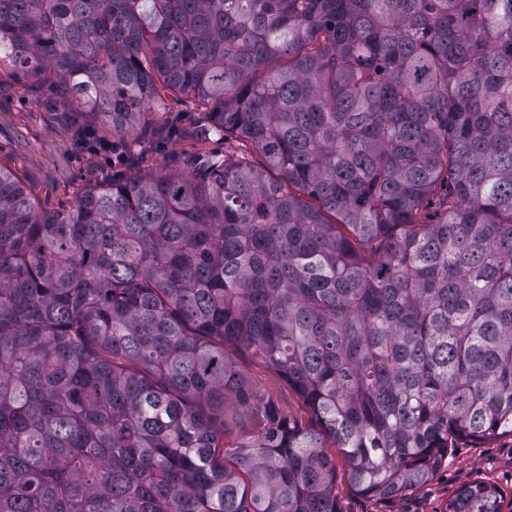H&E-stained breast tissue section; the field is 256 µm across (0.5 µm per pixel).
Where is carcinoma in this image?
I'll return each instance as SVG.
<instances>
[{"instance_id":"carcinoma-1","label":"carcinoma","mask_w":512,"mask_h":512,"mask_svg":"<svg viewBox=\"0 0 512 512\" xmlns=\"http://www.w3.org/2000/svg\"><path fill=\"white\" fill-rule=\"evenodd\" d=\"M0 54L114 133L192 96L277 173L54 211L0 166V512H340L332 448L392 499L512 435V0H0ZM239 365L246 376L270 397L280 409L288 414H300L301 403L293 390L281 381L275 373L255 359L238 358Z\"/></svg>"}]
</instances>
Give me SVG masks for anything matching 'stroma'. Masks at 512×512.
Listing matches in <instances>:
<instances>
[{
  "mask_svg": "<svg viewBox=\"0 0 512 512\" xmlns=\"http://www.w3.org/2000/svg\"><path fill=\"white\" fill-rule=\"evenodd\" d=\"M201 112L195 99L165 96L147 117L141 151L131 152L101 116L62 112L51 80L4 59L0 61V164L21 177L38 205L51 210L68 208L90 185L176 169L217 152L244 156L255 168H262V158L236 142L198 139L195 130ZM239 364L282 411L299 413L297 395L275 373L249 357L240 358ZM475 481L494 484L512 499V435L459 441L427 485L389 500L359 493L344 462L336 464L342 512H446L456 490Z\"/></svg>",
  "mask_w": 512,
  "mask_h": 512,
  "instance_id": "stroma-1",
  "label": "stroma"
}]
</instances>
